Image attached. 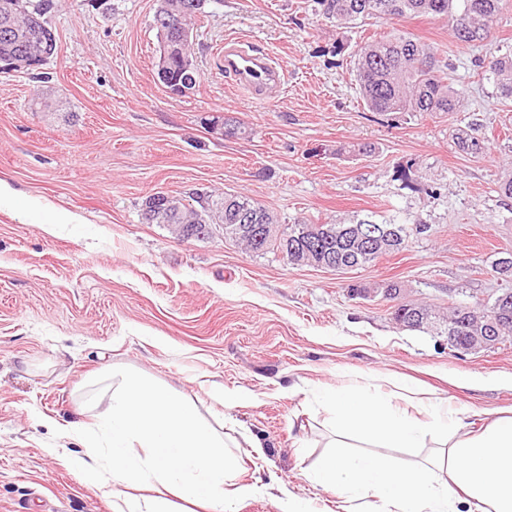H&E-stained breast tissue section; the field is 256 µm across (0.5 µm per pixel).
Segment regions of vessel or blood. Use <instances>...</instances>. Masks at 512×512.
Here are the masks:
<instances>
[{"label":"vessel or blood","mask_w":512,"mask_h":512,"mask_svg":"<svg viewBox=\"0 0 512 512\" xmlns=\"http://www.w3.org/2000/svg\"><path fill=\"white\" fill-rule=\"evenodd\" d=\"M224 74L250 98L259 100L268 99L287 77L270 54L236 38L224 42Z\"/></svg>","instance_id":"1"}]
</instances>
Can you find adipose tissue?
<instances>
[{"mask_svg": "<svg viewBox=\"0 0 512 512\" xmlns=\"http://www.w3.org/2000/svg\"><path fill=\"white\" fill-rule=\"evenodd\" d=\"M112 396L94 424L63 425L85 453L70 463L91 483L146 487L123 512H169L168 493L206 512H235L251 486H235V436L216 428L167 385L112 372ZM333 416L330 452L310 475L322 490L354 502L378 501L379 512H512V417L489 420L479 431L463 418L433 409L430 419L400 413L385 397L348 386L327 390ZM374 448L348 452L351 436ZM433 447L431 457L407 463L391 448Z\"/></svg>", "mask_w": 512, "mask_h": 512, "instance_id": "obj_1", "label": "adipose tissue"}]
</instances>
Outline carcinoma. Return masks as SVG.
Segmentation results:
<instances>
[{
  "label": "carcinoma",
  "mask_w": 512,
  "mask_h": 512,
  "mask_svg": "<svg viewBox=\"0 0 512 512\" xmlns=\"http://www.w3.org/2000/svg\"><path fill=\"white\" fill-rule=\"evenodd\" d=\"M208 0H172L175 11H183V24L189 26L193 18L204 12ZM455 0H316L319 11L326 19L338 24L356 25L370 19L405 20L417 16L444 18L450 24L455 38L461 37L460 27L471 34L470 41L485 40L490 36L494 19L502 9L504 0H463V9H455ZM52 8V0H0V58L26 57L33 47L47 57H52L56 43L44 20ZM193 51L192 45L181 43L178 55L169 59L166 80L189 90L196 81L186 84L182 58ZM479 67L487 66L496 76L500 94L512 98V52L496 49L488 59L479 60ZM359 95L364 105L375 112H457L462 100L461 92L448 85L445 69L448 68L438 50L404 34L390 35L375 42H366L355 56ZM199 209H194L183 199L172 198V204L156 211L154 224H234L236 213L246 210L256 216L259 226L275 223L274 216L264 206L232 193L215 198L198 196ZM380 227L393 230L398 246L408 237L420 235L428 226L422 221L412 224L384 222ZM333 233L316 236L317 225L310 223L289 224L278 235L254 237H231L224 233V240L244 246L249 252L264 255L271 249L280 251L288 263L298 265L309 259L324 256L350 261L362 268L379 258V254L356 244L345 231L347 225H331ZM500 299L492 302H476L471 305L456 304L448 308L443 321L444 331L455 336L461 344L469 341V327L477 321L491 318L501 311L503 330L498 337L502 342L512 336V301L507 307L499 306ZM413 313L425 320V324L436 323L437 315L429 307L401 302L396 305L393 320L402 324L407 314Z\"/></svg>",
  "instance_id": "1"
}]
</instances>
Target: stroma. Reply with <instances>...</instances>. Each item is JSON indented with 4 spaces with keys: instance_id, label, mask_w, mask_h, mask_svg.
<instances>
[{
    "instance_id": "obj_1",
    "label": "stroma",
    "mask_w": 512,
    "mask_h": 512,
    "mask_svg": "<svg viewBox=\"0 0 512 512\" xmlns=\"http://www.w3.org/2000/svg\"><path fill=\"white\" fill-rule=\"evenodd\" d=\"M57 50L45 77L0 73V512H115L111 487L89 485L69 460L63 421L94 415L90 401L114 369L164 383L240 443L238 484L268 482L239 512H280L288 495L312 512H341L308 472L325 452L323 387L389 385L421 418L435 399L465 410L471 429L512 409V338L480 352L441 347L434 333L391 319L381 295L351 284L395 280L407 300L440 309L494 298V263L512 255V100L476 65L447 20L372 19L337 25L314 0H209L195 21L198 82L186 95L157 81L156 0H52ZM404 32L439 48L460 111L373 112L361 102L353 54ZM278 58L287 80L250 99L224 76V41ZM42 97L48 109L33 110ZM243 123L219 135L211 119ZM485 149L468 155L459 133ZM368 144L371 154L354 153ZM410 165L408 180L396 169ZM184 201L224 192L250 198L281 223L420 220L428 231L400 253L347 273L292 266L216 236L182 241L142 218L156 192ZM43 207L30 209L32 199ZM69 214L70 223L54 218ZM244 393L227 408L208 388ZM260 443L253 452L252 443Z\"/></svg>"
}]
</instances>
